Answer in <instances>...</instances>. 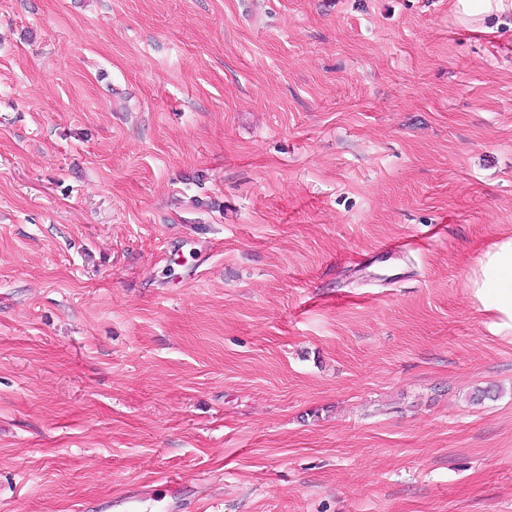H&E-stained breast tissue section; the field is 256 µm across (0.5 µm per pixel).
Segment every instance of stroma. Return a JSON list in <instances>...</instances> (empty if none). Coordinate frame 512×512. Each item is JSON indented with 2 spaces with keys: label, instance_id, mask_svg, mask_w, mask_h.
Masks as SVG:
<instances>
[{
  "label": "stroma",
  "instance_id": "1",
  "mask_svg": "<svg viewBox=\"0 0 512 512\" xmlns=\"http://www.w3.org/2000/svg\"><path fill=\"white\" fill-rule=\"evenodd\" d=\"M454 4L0 0V512H512V14ZM474 297L485 311L501 315L499 331L512 332V236L493 242L468 279ZM152 499L149 484L140 486V489L125 494L120 500L114 502V508L120 512H146L148 501Z\"/></svg>",
  "mask_w": 512,
  "mask_h": 512
}]
</instances>
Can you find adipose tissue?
Returning <instances> with one entry per match:
<instances>
[{
  "label": "adipose tissue",
  "mask_w": 512,
  "mask_h": 512,
  "mask_svg": "<svg viewBox=\"0 0 512 512\" xmlns=\"http://www.w3.org/2000/svg\"><path fill=\"white\" fill-rule=\"evenodd\" d=\"M487 311L499 314V331L512 332V236L493 242L467 283Z\"/></svg>",
  "instance_id": "adipose-tissue-1"
}]
</instances>
